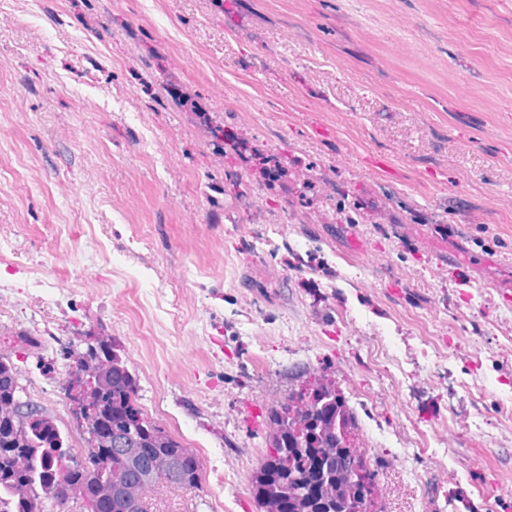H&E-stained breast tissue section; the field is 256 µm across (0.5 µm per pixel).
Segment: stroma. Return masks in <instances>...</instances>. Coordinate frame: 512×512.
Listing matches in <instances>:
<instances>
[{
  "mask_svg": "<svg viewBox=\"0 0 512 512\" xmlns=\"http://www.w3.org/2000/svg\"><path fill=\"white\" fill-rule=\"evenodd\" d=\"M0 254V354L74 455L92 339L197 455L151 512H260L320 373L383 512H512V0H0Z\"/></svg>",
  "mask_w": 512,
  "mask_h": 512,
  "instance_id": "35a3bbf8",
  "label": "stroma"
}]
</instances>
